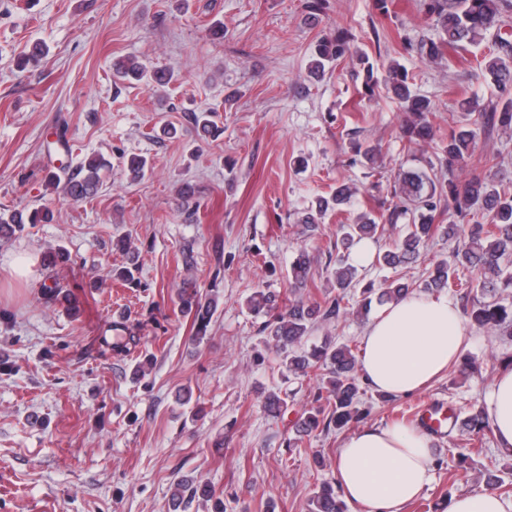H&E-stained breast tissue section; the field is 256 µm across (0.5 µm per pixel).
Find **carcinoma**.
Masks as SVG:
<instances>
[{
  "instance_id": "obj_1",
  "label": "carcinoma",
  "mask_w": 512,
  "mask_h": 512,
  "mask_svg": "<svg viewBox=\"0 0 512 512\" xmlns=\"http://www.w3.org/2000/svg\"><path fill=\"white\" fill-rule=\"evenodd\" d=\"M427 17L440 29L439 39L422 42L416 52L423 58L437 61L450 51L466 52L479 45L499 26L503 15L512 9V0H423ZM352 35L345 31L325 35L318 39L308 70L322 76L326 68L350 53ZM113 70L122 80L145 82L163 86L169 76L161 71H150L134 58L114 64ZM496 86L497 99L485 105L472 98L459 103L461 120L448 131V139L442 147L440 173L425 171L398 175V187L392 192L393 201L385 213L377 217L360 211L347 222L339 225L336 237L329 240L322 255L325 268L331 269L336 294L319 301L305 295L315 285L313 263L318 258L302 249L292 261L288 273L289 298L279 305V296L263 288H257L247 300V306L255 315L264 318L258 333L264 343L282 356L281 362L288 372L302 377H313L319 382L314 405L303 411L294 424V437L288 439V447L298 448L304 437L316 430L328 433L338 431L361 417L358 408L361 394L358 375V356L349 343L326 342L311 349L303 347V341L320 323L339 317L340 312L352 308L358 316L368 313L372 300L384 304L397 301L415 291V282L403 276L384 282L377 289L369 282L354 298L350 289L355 287V269L348 263V253L354 245L366 238H374L386 227L404 225V231L388 249L376 254V263L382 268L404 271L411 268L429 240L444 235L458 241L452 259H438L426 269L423 289L440 293L444 290L459 292L472 298L470 307L464 309L470 325L479 329L512 327V309L483 297L512 290V271L503 268L500 260L512 253V189L496 182L492 175L493 159L485 160V168L468 169L475 150L476 129L485 132H512V43L498 41L497 49L481 69ZM385 82L405 111L406 120L401 126L403 138L413 144H425L435 138L429 119L431 101L413 89L408 69L396 63L387 70ZM354 155L358 160L374 165L380 151L373 145L357 143ZM109 167L103 157L91 159L79 166L78 171L64 181L67 194L74 200L95 195L101 184L100 172ZM357 188L346 182L336 183L328 197L320 196L315 206L304 215L301 223L315 234L320 230L327 213H349L354 205ZM455 203L460 215L472 216V222L457 224L445 222V206ZM49 219L48 212L34 208L15 210L9 215L0 214V240L11 239L21 233L28 224H42ZM181 311L191 317L194 342L201 343L208 331L216 309L212 297L201 300L194 288H181L177 292ZM43 299L49 305L67 304L72 314L79 312V305L71 293L58 281L43 287ZM264 407L276 417L288 408L287 398L277 391H270L264 398ZM452 429L468 439L480 438L490 429L489 420L482 408L470 410L463 418L452 423ZM214 498L212 487L198 479H180L171 495L173 512H187L194 500L210 501ZM309 512H343V502L336 489L322 484L310 499Z\"/></svg>"
}]
</instances>
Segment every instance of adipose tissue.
<instances>
[{"mask_svg": "<svg viewBox=\"0 0 512 512\" xmlns=\"http://www.w3.org/2000/svg\"><path fill=\"white\" fill-rule=\"evenodd\" d=\"M466 344L464 321L448 296L414 293L390 303L361 338L358 369L379 394L406 397L458 361ZM497 446L512 453V371L499 373L484 395ZM426 434L400 425L365 426L346 434L336 476L359 512H402L433 476ZM442 512H512V499L488 489L451 497Z\"/></svg>", "mask_w": 512, "mask_h": 512, "instance_id": "adipose-tissue-1", "label": "adipose tissue"}]
</instances>
